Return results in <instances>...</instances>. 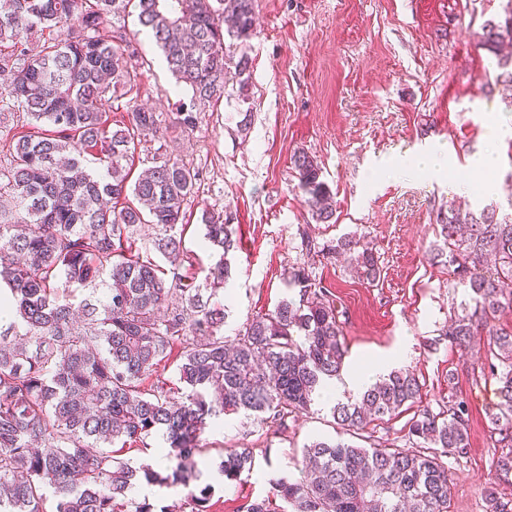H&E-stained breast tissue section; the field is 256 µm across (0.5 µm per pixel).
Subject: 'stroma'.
<instances>
[{"label":"stroma","mask_w":512,"mask_h":512,"mask_svg":"<svg viewBox=\"0 0 512 512\" xmlns=\"http://www.w3.org/2000/svg\"><path fill=\"white\" fill-rule=\"evenodd\" d=\"M509 18L512 0H256V28L243 45L251 59L248 99L229 81L223 100L195 107V130L178 137L167 129L192 105V93L176 86L135 16L125 18L137 101L163 127L142 139L131 173L163 154L199 172L182 206L188 224L178 274L214 289L232 337L288 297L291 268L308 266L342 313L347 360L402 348L400 365L418 375L423 405L451 394L464 400L469 448L448 462L449 512H487L490 488L512 500V480L498 479L493 466L500 453L493 411L478 398L498 383L484 350L448 341V321L469 297L453 266L430 256L448 208L512 218V62L499 67L477 46L483 25ZM438 145L447 149V170H422L418 156ZM299 151L317 161L335 223L312 220L291 165ZM484 156L493 164L477 167ZM206 210L230 216L240 240L229 256L232 276L218 286L209 270L221 251L204 243ZM346 235L376 249L375 281L347 260L306 248L310 239ZM348 396L316 397L309 411L272 427L220 417L203 436L200 468L216 469L224 450L242 446L253 448L254 467L236 481H214L211 512H242L263 499L274 512H289L277 483L300 478L305 445L336 438L332 407ZM413 415L409 409L370 425L356 445L409 448Z\"/></svg>","instance_id":"1"}]
</instances>
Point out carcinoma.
Listing matches in <instances>:
<instances>
[{
  "label": "carcinoma",
  "mask_w": 512,
  "mask_h": 512,
  "mask_svg": "<svg viewBox=\"0 0 512 512\" xmlns=\"http://www.w3.org/2000/svg\"><path fill=\"white\" fill-rule=\"evenodd\" d=\"M255 0H0V111L19 109L36 131L15 139L0 166V512H166L127 498L138 482L188 487L197 480L201 436L220 415L242 414L277 424L310 408L316 394L344 367L340 311L312 272H288L291 295L258 314L244 330L224 336V303L202 299V289L166 278L136 248L137 226L151 224L155 248L177 268L184 257L182 205L199 172L161 158L130 181L135 139L157 131L156 113L131 112L128 126L112 128L108 112L138 86L122 43L98 34L107 15L127 7L161 49L177 85L203 104L224 95L229 64L247 97L251 62L236 43L255 30ZM58 32L40 49L32 36ZM512 42V21L488 23L478 45L496 55ZM96 155L102 171L86 170ZM297 187L312 219L330 224L335 209L321 168L302 151L292 157ZM205 239L237 245L236 228L202 215ZM436 256L456 266L458 284L473 305L448 321L445 335L467 349L475 337L498 361L499 412L491 417L503 451L498 478L512 476V330L496 324L512 308V220L493 212L441 216ZM315 253L346 256L371 281L378 256L356 236L320 245ZM493 257V268L484 261ZM180 351L176 383L151 381ZM415 374L393 369L338 402L333 417L357 435L421 400ZM162 433L158 470L133 463L112 446L147 447ZM416 448L358 447L342 439L303 449V479L278 484L292 512H448L450 485L443 459L469 446L468 411L449 399L419 410L408 428ZM254 464L253 449L225 451L219 471L228 481ZM211 488L191 492L190 512H210Z\"/></svg>",
  "instance_id": "obj_1"
}]
</instances>
